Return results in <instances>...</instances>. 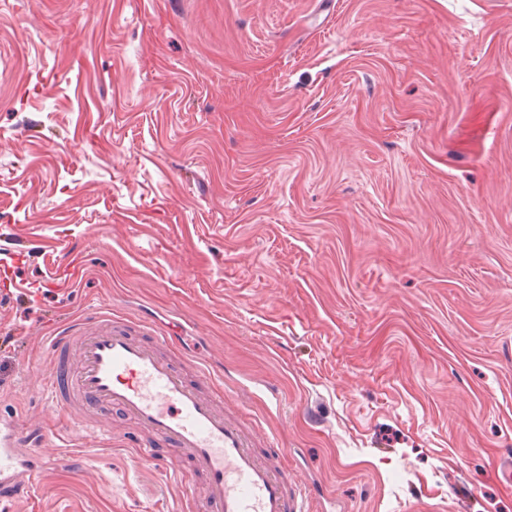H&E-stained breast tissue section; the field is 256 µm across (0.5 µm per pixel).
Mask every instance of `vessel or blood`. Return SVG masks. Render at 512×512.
Wrapping results in <instances>:
<instances>
[{"instance_id": "1", "label": "vessel or blood", "mask_w": 512, "mask_h": 512, "mask_svg": "<svg viewBox=\"0 0 512 512\" xmlns=\"http://www.w3.org/2000/svg\"><path fill=\"white\" fill-rule=\"evenodd\" d=\"M172 337L145 340L130 335L101 307L51 341L44 377L50 406L72 413L77 423L106 431L118 411L135 421L146 438L180 449L205 476L203 512H306L300 491L281 458L259 455L250 430L216 396L191 385L182 366L163 356ZM43 427L14 414L0 420V491L26 489L45 461H24V442L40 443Z\"/></svg>"}]
</instances>
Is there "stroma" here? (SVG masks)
Returning a JSON list of instances; mask_svg holds the SVG:
<instances>
[{
    "label": "stroma",
    "mask_w": 512,
    "mask_h": 512,
    "mask_svg": "<svg viewBox=\"0 0 512 512\" xmlns=\"http://www.w3.org/2000/svg\"><path fill=\"white\" fill-rule=\"evenodd\" d=\"M3 249L4 412L68 429L47 340L106 305L308 512H512V0H0ZM111 424L0 512H199Z\"/></svg>",
    "instance_id": "stroma-1"
}]
</instances>
